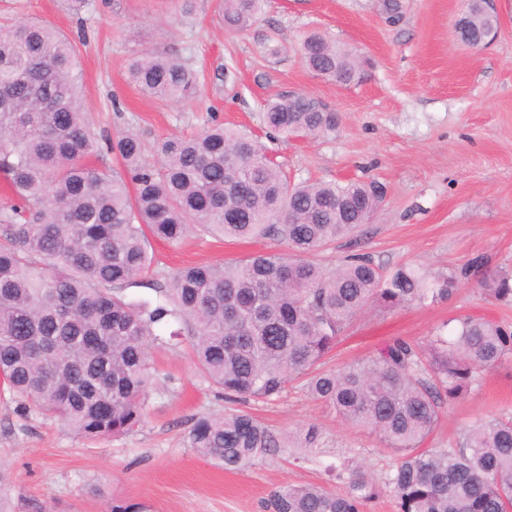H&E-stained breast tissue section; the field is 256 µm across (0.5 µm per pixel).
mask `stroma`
Listing matches in <instances>:
<instances>
[{
  "mask_svg": "<svg viewBox=\"0 0 512 512\" xmlns=\"http://www.w3.org/2000/svg\"><path fill=\"white\" fill-rule=\"evenodd\" d=\"M401 3L403 18L391 25L381 0H265L250 28L230 34L224 0H193L186 17L182 0H86L78 11L70 0H0V26L36 19L74 41L84 72L82 105L96 137L131 130L150 146L201 132L216 119L257 136L294 182L382 183L384 205L354 238L316 253L321 266H338L358 251L434 275L483 259L448 300L362 314L327 358L334 368L397 338L423 342L455 317L512 326V304L479 286L485 271L512 270V0H498V36L476 48L455 31L467 0ZM313 32L365 56L364 79L344 86L309 70L298 47ZM146 51L177 54L196 72L198 95L165 102L130 85L128 65ZM291 93L339 113L336 133L286 140L267 128L265 103ZM277 248L270 240L228 241L199 228L178 242L152 243L165 270ZM151 352L169 382L150 393L143 424L126 435L89 441L36 413L21 415L0 394V468L10 472L16 493L50 512H110L116 499L146 512H263V501L286 484L344 490L345 481L326 471L343 457L382 488L364 512H396L383 488L394 452L343 422L299 380L278 397L246 406L279 447L239 472L202 457L189 446L195 421L238 405L201 375L188 343ZM484 416H512V360L444 400L426 447H460L465 427ZM311 425L320 432L313 454L288 447L289 433Z\"/></svg>",
  "mask_w": 512,
  "mask_h": 512,
  "instance_id": "35a3bbf8",
  "label": "stroma"
}]
</instances>
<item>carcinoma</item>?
<instances>
[{"label":"carcinoma","instance_id":"1","mask_svg":"<svg viewBox=\"0 0 512 512\" xmlns=\"http://www.w3.org/2000/svg\"><path fill=\"white\" fill-rule=\"evenodd\" d=\"M264 0H224V28L245 30ZM496 19L471 10L473 47ZM307 67L341 85L359 81L364 62L313 33L301 44ZM75 44L36 20L0 29V380L18 411L36 410L89 440L128 434L143 422L160 373L152 344L190 339L201 374L231 401L271 399L303 379L308 393L349 425L398 454L385 482L398 512H512V417L481 418L457 450L425 448L443 398L466 392L479 373L512 358V327L466 317L454 338L421 344L396 339L367 360L324 367L347 327L372 307L395 310L450 298L470 269L431 277L410 264L383 265L351 253L325 269L312 255L361 232L381 208L377 182L292 184L252 136L214 123L191 136L157 141L146 156L138 134L106 139L122 167L99 157L80 103ZM129 83L161 101L197 92L195 73L177 56L147 53L127 69ZM268 128L284 138L319 137L340 117L312 99L282 96L265 105ZM234 182L236 193H224ZM194 227L228 240L286 245L232 261L160 274L155 304L128 302L127 284L152 271L151 240L178 241ZM512 302V272L481 281ZM169 339L158 331L170 321ZM190 447L227 471L278 447L249 412L202 417ZM311 426L294 447L318 446ZM345 492L285 485L264 512H363L376 485L346 462ZM0 512H48L35 499L14 502L0 470Z\"/></svg>","mask_w":512,"mask_h":512}]
</instances>
